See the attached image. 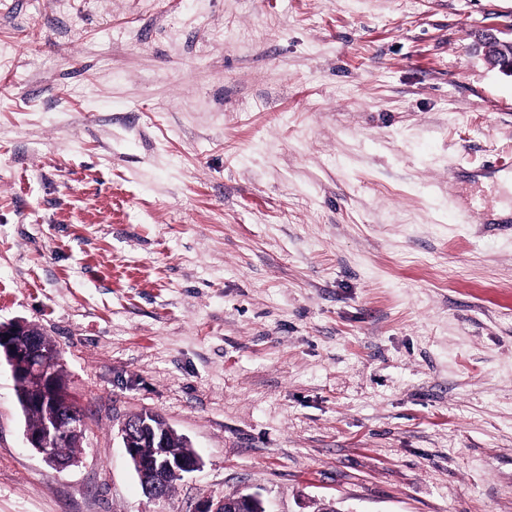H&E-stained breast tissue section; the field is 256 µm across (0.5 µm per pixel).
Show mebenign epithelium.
Here are the masks:
<instances>
[{
	"label": "benign epithelium",
	"mask_w": 512,
	"mask_h": 512,
	"mask_svg": "<svg viewBox=\"0 0 512 512\" xmlns=\"http://www.w3.org/2000/svg\"><path fill=\"white\" fill-rule=\"evenodd\" d=\"M476 50L488 68L512 78V23L505 28L490 26L481 34ZM43 332L35 324L25 320L0 322V359L10 366L16 389L36 385L41 396L24 401V406L43 407L50 411L52 420L61 417L68 422L67 434L81 435L85 422L81 409L66 396L58 386L55 364L59 354L49 350L42 340ZM150 423L125 421L120 428V437L129 460L134 466L145 495L154 501L167 498L166 485L170 474L183 476L200 468L198 455L172 457L167 453L166 439L149 430ZM62 437L52 424L41 432L26 431L25 438L30 448L42 454L45 461L57 470L69 467V463L58 460L47 453L48 445ZM146 441L155 447L151 460L142 458L140 448ZM264 501L256 494L244 493L229 502L224 498H208L197 512H264Z\"/></svg>",
	"instance_id": "1"
}]
</instances>
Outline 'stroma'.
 Returning a JSON list of instances; mask_svg holds the SVG:
<instances>
[{
  "instance_id": "1",
  "label": "stroma",
  "mask_w": 512,
  "mask_h": 512,
  "mask_svg": "<svg viewBox=\"0 0 512 512\" xmlns=\"http://www.w3.org/2000/svg\"><path fill=\"white\" fill-rule=\"evenodd\" d=\"M512 0H0V321L55 343L77 464L0 363V512H512ZM202 459L163 502L118 432ZM476 50L488 68L512 78V22L507 28L490 26L484 30ZM62 436L64 437L65 435L63 433L56 432L51 423H47L46 428L41 432H32L27 428L25 433L28 446L42 454L45 461L57 470L68 468L69 462L58 460L54 457L64 460H72L73 457H75L74 455L78 449L76 446L79 443L74 438L57 441L48 448L51 455L54 457L50 456L46 451L48 445ZM241 494L236 492L226 494L224 497L228 500H234ZM224 497H220L217 500L207 498L202 502L197 512H268L264 501L256 494L244 493L233 502L225 500Z\"/></svg>"
}]
</instances>
